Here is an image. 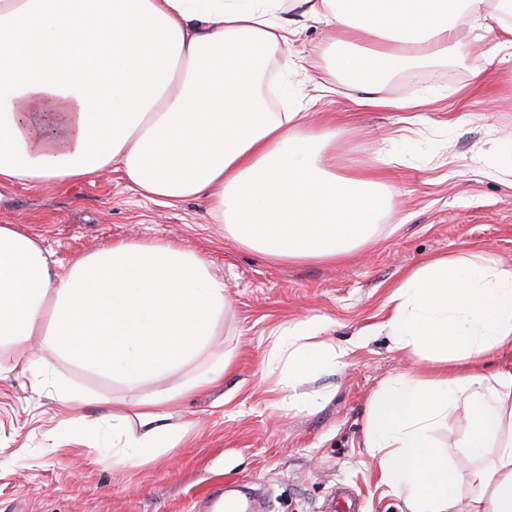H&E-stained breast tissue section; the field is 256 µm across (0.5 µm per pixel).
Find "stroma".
<instances>
[{"instance_id":"stroma-1","label":"stroma","mask_w":512,"mask_h":512,"mask_svg":"<svg viewBox=\"0 0 512 512\" xmlns=\"http://www.w3.org/2000/svg\"><path fill=\"white\" fill-rule=\"evenodd\" d=\"M288 17L292 33L271 60L279 109L337 130L328 152L337 169L389 161L391 201L378 228L343 260L279 261L225 234L206 200L145 198L116 169L1 192L0 224L40 240L63 267L119 241L193 248L228 300L209 354H232L236 364L221 387L172 408L174 420L195 423L177 447L118 467L111 436L84 440L85 425L107 421L113 399L137 400L155 384L130 392L49 347H0V512H207L203 492L227 486L259 498L262 512H346V493L359 512H405L364 446L371 397L409 367L377 329L381 303L391 284L435 257L467 254L512 269V45L473 26L447 59L393 76L383 96L418 100L413 114L358 106V88L341 77L315 97L329 31L300 11ZM311 320L354 354L298 379L290 392L301 405L277 409L285 392L270 348L288 326ZM30 357L31 370L12 371ZM62 383L86 397L85 424L68 422Z\"/></svg>"}]
</instances>
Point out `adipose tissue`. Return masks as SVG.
Segmentation results:
<instances>
[{
	"label": "adipose tissue",
	"instance_id": "ef3b65f1",
	"mask_svg": "<svg viewBox=\"0 0 512 512\" xmlns=\"http://www.w3.org/2000/svg\"><path fill=\"white\" fill-rule=\"evenodd\" d=\"M331 25L329 76L383 97L401 69L446 57L487 0H0V188L93 179L120 167L143 196L203 198L240 244L274 259L336 260L365 241L388 204L386 172H337L335 131L270 111L260 93L288 41L285 12ZM224 282L195 251L119 242L60 269L38 240L0 224V344L45 336L73 364L137 388H167L112 413L115 465L148 463L193 424L169 413L234 366L212 359ZM381 326L425 375L404 373L372 396L365 446L380 485L408 512H512V370L485 373L512 349V270L470 257L432 259L386 296ZM352 348L319 340L307 322L276 340L270 361L289 379L346 364ZM137 421L140 435L129 430ZM470 427L482 468L449 465L432 435ZM470 493L461 496V484Z\"/></svg>",
	"mask_w": 512,
	"mask_h": 512
}]
</instances>
